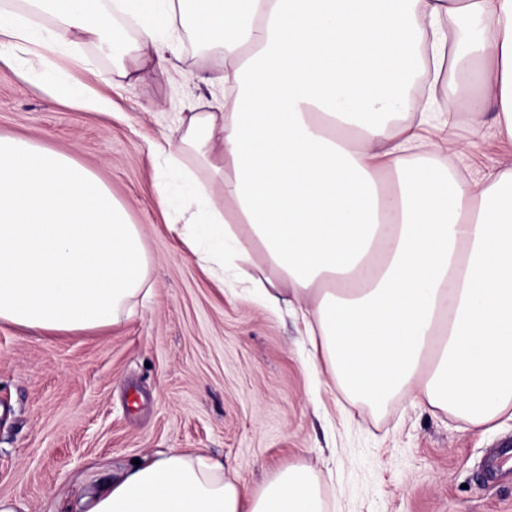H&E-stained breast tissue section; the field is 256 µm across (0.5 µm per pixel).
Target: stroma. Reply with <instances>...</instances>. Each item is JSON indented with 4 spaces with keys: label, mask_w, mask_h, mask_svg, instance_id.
Here are the masks:
<instances>
[{
    "label": "stroma",
    "mask_w": 512,
    "mask_h": 512,
    "mask_svg": "<svg viewBox=\"0 0 512 512\" xmlns=\"http://www.w3.org/2000/svg\"><path fill=\"white\" fill-rule=\"evenodd\" d=\"M111 100L108 111L54 97L0 62V135L31 138L90 167L144 232L148 298L101 332L45 336L0 324V498L16 512H84L82 501L141 460L176 449L223 460L260 490L291 465L312 469L327 512H512V421L476 431L402 399L382 414L353 404L307 362L290 306L268 311L219 284L179 241L158 205L150 146L179 113L223 99V61L189 28L168 41L167 76L152 65L128 84L110 55L82 42L54 59ZM443 70L431 96L456 113L471 171L512 163L493 133L474 132Z\"/></svg>",
    "instance_id": "1"
}]
</instances>
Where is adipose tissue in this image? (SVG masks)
<instances>
[{"mask_svg": "<svg viewBox=\"0 0 512 512\" xmlns=\"http://www.w3.org/2000/svg\"><path fill=\"white\" fill-rule=\"evenodd\" d=\"M0 7V60L48 67L79 41L117 63L162 57L188 26L219 52L224 103L185 112L153 154H192L181 240L278 309L293 295L311 358L354 403L394 401L475 430L512 420V165L465 171L454 136L401 114L421 69L452 67L453 96L494 103L512 144V0H23ZM124 14L139 27L129 39ZM447 18L465 20L448 38ZM143 232L90 168L0 136V322L70 334L112 326L146 284ZM87 512H325L315 475L257 492L221 462L172 450L90 497Z\"/></svg>", "mask_w": 512, "mask_h": 512, "instance_id": "adipose-tissue-1", "label": "adipose tissue"}]
</instances>
